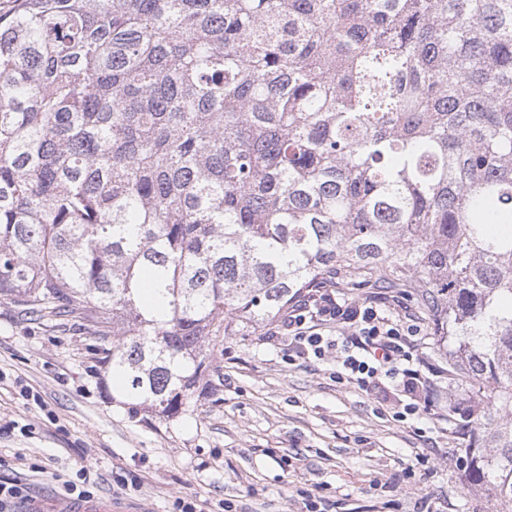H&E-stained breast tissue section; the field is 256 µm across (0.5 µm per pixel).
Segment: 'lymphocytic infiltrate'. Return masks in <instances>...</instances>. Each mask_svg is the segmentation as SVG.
<instances>
[{
	"instance_id": "lymphocytic-infiltrate-1",
	"label": "lymphocytic infiltrate",
	"mask_w": 512,
	"mask_h": 512,
	"mask_svg": "<svg viewBox=\"0 0 512 512\" xmlns=\"http://www.w3.org/2000/svg\"><path fill=\"white\" fill-rule=\"evenodd\" d=\"M331 321L348 326L350 338L339 341L319 332L320 324ZM419 333L417 326L390 318L376 302L341 301L324 289L299 300L288 313V334L298 357L335 353L339 379L366 391L389 386L408 396L406 417L434 404Z\"/></svg>"
}]
</instances>
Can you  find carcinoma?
<instances>
[{
	"label": "carcinoma",
	"instance_id": "obj_1",
	"mask_svg": "<svg viewBox=\"0 0 512 512\" xmlns=\"http://www.w3.org/2000/svg\"><path fill=\"white\" fill-rule=\"evenodd\" d=\"M338 281L455 339L512 512V0L0 11V297L97 336L122 404L179 413L233 322Z\"/></svg>",
	"mask_w": 512,
	"mask_h": 512
}]
</instances>
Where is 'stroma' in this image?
Listing matches in <instances>:
<instances>
[{"mask_svg": "<svg viewBox=\"0 0 512 512\" xmlns=\"http://www.w3.org/2000/svg\"><path fill=\"white\" fill-rule=\"evenodd\" d=\"M333 292L418 325L440 364L428 315L398 290ZM284 322L235 325L211 344L200 395L160 419L106 393L97 337L21 320L0 300V480L27 494L12 512H77L61 481L84 467L94 501L112 512H178L182 499L207 512H424L423 501L425 512H499L464 479L461 391L447 373L429 378L433 412L399 422L404 396L337 382L334 357H295ZM25 386L43 405L22 396Z\"/></svg>", "mask_w": 512, "mask_h": 512, "instance_id": "stroma-1", "label": "stroma"}]
</instances>
